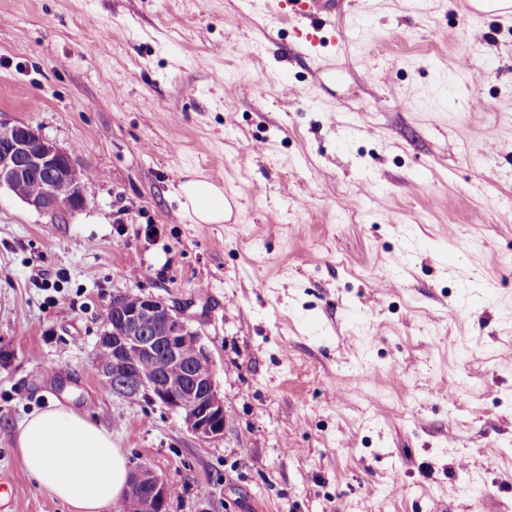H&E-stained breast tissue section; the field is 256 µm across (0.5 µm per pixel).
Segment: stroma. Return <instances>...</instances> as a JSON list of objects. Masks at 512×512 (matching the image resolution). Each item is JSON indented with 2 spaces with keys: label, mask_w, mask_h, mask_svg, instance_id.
<instances>
[{
  "label": "stroma",
  "mask_w": 512,
  "mask_h": 512,
  "mask_svg": "<svg viewBox=\"0 0 512 512\" xmlns=\"http://www.w3.org/2000/svg\"><path fill=\"white\" fill-rule=\"evenodd\" d=\"M326 7L300 37L268 0H0V113L89 174L75 212L0 192L1 502L72 512L16 446L52 396L167 512H512V18ZM189 173L244 222L195 224ZM118 291L178 302L223 436L104 387Z\"/></svg>",
  "instance_id": "obj_1"
}]
</instances>
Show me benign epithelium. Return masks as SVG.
Masks as SVG:
<instances>
[{
  "instance_id": "benign-epithelium-1",
  "label": "benign epithelium",
  "mask_w": 512,
  "mask_h": 512,
  "mask_svg": "<svg viewBox=\"0 0 512 512\" xmlns=\"http://www.w3.org/2000/svg\"><path fill=\"white\" fill-rule=\"evenodd\" d=\"M47 180L39 195L19 196L29 207L44 213L77 211L87 204L86 177L72 153L59 147L41 131L12 121L0 113V189L16 192L25 178ZM126 293L112 297L97 349L108 357L96 361L101 377L112 383V394L158 404L180 417L187 430L200 440L224 434V397L215 381L214 361L197 331L184 320L180 309L153 295H139L126 305ZM161 355L182 371L174 383L163 374L146 378L135 373L130 356ZM140 494L144 512H166L170 484L149 468L130 473L126 496Z\"/></svg>"
}]
</instances>
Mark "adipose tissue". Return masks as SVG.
<instances>
[{
    "label": "adipose tissue",
    "instance_id": "obj_1",
    "mask_svg": "<svg viewBox=\"0 0 512 512\" xmlns=\"http://www.w3.org/2000/svg\"><path fill=\"white\" fill-rule=\"evenodd\" d=\"M177 192L195 223L220 224L230 212L223 190L208 180L187 178ZM16 444L38 485L73 512H103L128 488L126 458L111 432L57 399L21 420Z\"/></svg>",
    "mask_w": 512,
    "mask_h": 512
}]
</instances>
